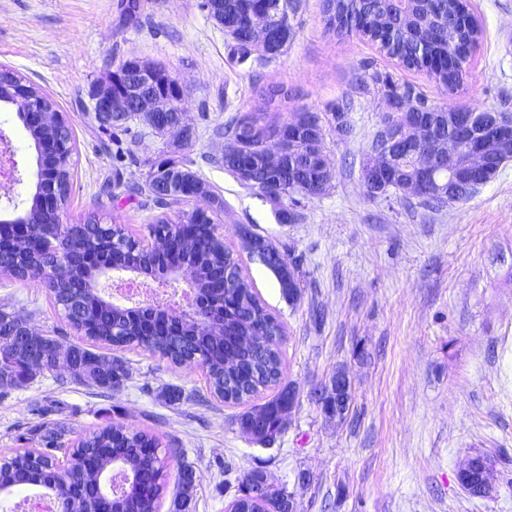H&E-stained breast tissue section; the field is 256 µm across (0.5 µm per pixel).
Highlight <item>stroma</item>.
I'll return each mask as SVG.
<instances>
[{
    "instance_id": "obj_1",
    "label": "stroma",
    "mask_w": 512,
    "mask_h": 512,
    "mask_svg": "<svg viewBox=\"0 0 512 512\" xmlns=\"http://www.w3.org/2000/svg\"><path fill=\"white\" fill-rule=\"evenodd\" d=\"M125 2L0 0V67L41 86L72 132L63 220L93 216L149 241L155 213L136 186L158 160L191 165L223 200L224 242L284 327V381L297 401L287 430L265 447L235 425L243 405L213 397L200 368L127 348L117 356L130 377L108 393L60 369L1 398L0 457L32 447L30 431L43 424L64 425L72 443L122 423L184 449L196 471L187 512H224L257 466L292 496L296 512H512V161L473 198L439 212H410L392 194L370 197L360 166L388 90L354 93L356 78L376 69L452 108L512 113V0H470L481 42L451 92L375 42L329 31L324 0H301L296 35L271 61L234 53L201 0H140L133 19ZM130 56L185 85L191 138L149 132L139 119L125 131L95 122L89 88ZM350 94L354 133L345 141L327 135L333 179L306 200L298 223H280L274 203L219 165L224 139L214 129L230 117L273 112L287 122ZM0 136L17 164L11 195H0V219H9L29 206L36 153L15 106H0ZM112 140L126 152L119 167L105 148ZM244 229L299 259L298 302L250 259ZM0 307L62 345L82 341L40 282L0 273ZM340 369L352 390L341 421L314 395ZM477 453L493 462L488 498L471 497L458 479Z\"/></svg>"
}]
</instances>
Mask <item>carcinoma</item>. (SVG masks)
<instances>
[{"mask_svg":"<svg viewBox=\"0 0 512 512\" xmlns=\"http://www.w3.org/2000/svg\"><path fill=\"white\" fill-rule=\"evenodd\" d=\"M327 25L336 32L356 33L377 43L388 56L404 67L426 71L439 84L453 91L467 76L466 66L477 50L481 35L475 22H463L469 14L467 0H325ZM224 14L219 26L231 41V47L247 56L255 45L250 39L252 17L261 19L269 35L268 48L261 51L265 58L281 55L294 38L292 21L299 9L298 0H221ZM453 52L451 68L429 67L435 59ZM15 77L17 93L29 91L41 97L53 108L54 101L34 83L7 71ZM390 88L389 106L410 113L412 119L439 128L445 141L453 140L448 127L442 124L441 105L414 88L398 86L390 76L378 70L368 72L356 83V93L370 92V86ZM352 96L338 101L319 115L304 111L290 122H279L269 112L235 116L216 129L227 143L241 146L254 174V182L245 184L249 190L265 195L268 186L279 192V217L283 224L301 220L298 195L314 197L322 193L332 177L325 175L320 165L303 154L288 153V139L324 142L326 131L336 133L340 140L353 134L350 113L355 111ZM35 145H50L48 152L38 156L39 163L53 172L50 194L31 198L29 213L44 239V248L35 249L19 242L13 250L0 257V272L19 280L42 266L49 267L53 278L51 297L69 325L96 342L118 349L144 347L178 366L186 359L198 360L197 366L207 375L211 394L227 403L241 404L267 389L276 394L257 408L235 418L239 429L251 439L269 444L266 436L277 433L281 412L288 408V386L283 384L284 364L280 344L283 326L266 308L244 276L239 260L224 246V240L211 235L208 224L224 207L214 193L205 197L196 194L195 184L201 176L187 166L164 164L149 172L146 197L159 207L194 201L197 206L178 215L183 224H195L198 233L185 244L183 252L195 268V286L206 302V320L188 316L170 317L162 312L141 314L133 309L114 306L91 288L97 270L82 257L104 254L112 250V259L130 263L133 269L148 277L165 268L162 255L135 249L132 237L124 227L104 229L90 219L77 231L73 245L59 239L60 229L53 223L54 212L66 206L72 188L73 147L71 133L57 126H42L31 131ZM281 153L279 165L271 166L272 154ZM512 155H502L490 174L463 177L456 182L460 189L448 200L403 197L407 207L440 211L472 197L480 187L493 179ZM438 164L430 157L429 145L416 146L411 171L405 176L444 177ZM176 172L180 181L169 194L157 191L158 183ZM254 256L260 249L272 253L265 266L274 271L282 295L290 302L301 298L299 263L291 254L279 250L269 240L255 234L245 243ZM167 320L172 326L169 335L146 336V321ZM11 313L0 308V397L63 361L74 380L102 392L110 391L129 376L127 365L118 358H105L81 344H72L66 351L58 342L39 331H3L9 326ZM66 429L62 425L41 426L31 432L34 448H23L0 463V491H11L23 483L49 491L59 499L62 512H102L105 508L96 484V476L112 469L113 463L124 465L137 477V482L125 487L112 498V512H153L165 482L162 459L167 453L160 449L156 435L124 424H110L80 438L64 462L56 452L66 445ZM265 471L255 467L242 482L244 493L231 506L234 512H290L288 494L257 493ZM194 466L182 461L177 474V491L173 500L176 509L186 507L195 487ZM149 486L151 497L142 496L141 487Z\"/></svg>","mask_w":512,"mask_h":512,"instance_id":"cac0c4a2","label":"carcinoma"}]
</instances>
